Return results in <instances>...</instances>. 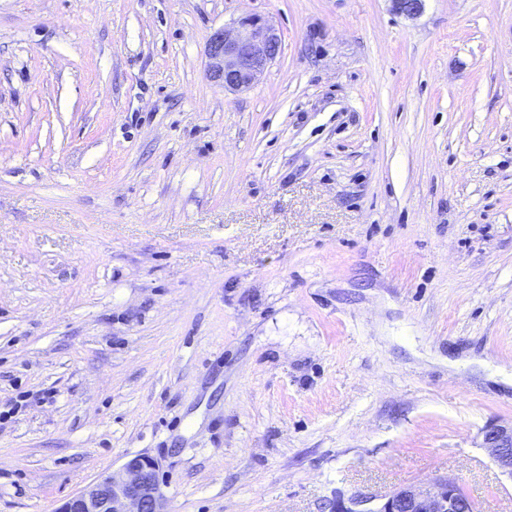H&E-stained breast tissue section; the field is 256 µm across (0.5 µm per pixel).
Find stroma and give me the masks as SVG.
<instances>
[{"mask_svg":"<svg viewBox=\"0 0 512 512\" xmlns=\"http://www.w3.org/2000/svg\"><path fill=\"white\" fill-rule=\"evenodd\" d=\"M511 373L512 0H0V512L139 454L167 512H512ZM280 53L276 28L255 14L241 16L233 31H214L206 44L210 77L232 91L248 89ZM483 444L498 468L512 479V424L488 425L483 430ZM331 512H471L473 501L456 478H438L429 488L401 487L382 495L357 492L330 501Z\"/></svg>","mask_w":512,"mask_h":512,"instance_id":"35a3bbf8","label":"stroma"}]
</instances>
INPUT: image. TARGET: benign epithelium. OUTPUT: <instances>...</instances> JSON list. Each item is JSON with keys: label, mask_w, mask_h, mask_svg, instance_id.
I'll return each mask as SVG.
<instances>
[{"label": "benign epithelium", "mask_w": 512, "mask_h": 512, "mask_svg": "<svg viewBox=\"0 0 512 512\" xmlns=\"http://www.w3.org/2000/svg\"><path fill=\"white\" fill-rule=\"evenodd\" d=\"M393 10L418 15L424 0H391ZM281 53V40L269 20L241 16L232 31H214L206 44L210 77L224 89L242 91L253 85ZM483 444L498 468L512 479V426L489 425ZM331 512H472L473 501L456 478H438L429 488L401 487L385 495L357 492L329 502ZM57 512H163L159 464L135 456L119 471L104 475L65 501Z\"/></svg>", "instance_id": "1"}]
</instances>
